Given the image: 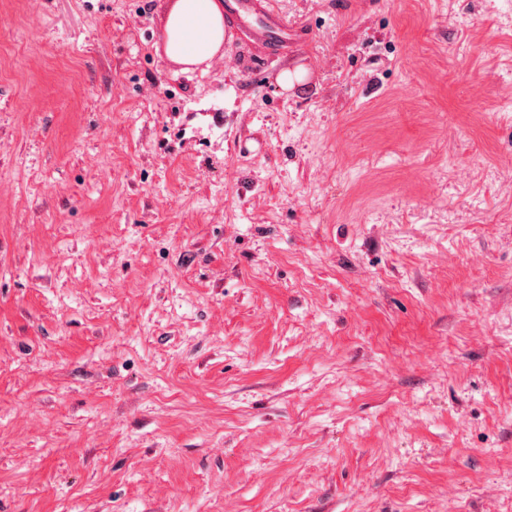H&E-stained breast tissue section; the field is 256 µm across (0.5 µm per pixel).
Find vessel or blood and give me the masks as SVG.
Masks as SVG:
<instances>
[{
  "label": "vessel or blood",
  "mask_w": 512,
  "mask_h": 512,
  "mask_svg": "<svg viewBox=\"0 0 512 512\" xmlns=\"http://www.w3.org/2000/svg\"><path fill=\"white\" fill-rule=\"evenodd\" d=\"M226 22L261 50V59L279 55L295 26L278 9L276 0H224Z\"/></svg>",
  "instance_id": "vessel-or-blood-1"
}]
</instances>
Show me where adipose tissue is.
Segmentation results:
<instances>
[{"mask_svg":"<svg viewBox=\"0 0 512 512\" xmlns=\"http://www.w3.org/2000/svg\"><path fill=\"white\" fill-rule=\"evenodd\" d=\"M223 0H171L162 29L166 57L180 73L196 72L224 46Z\"/></svg>","mask_w":512,"mask_h":512,"instance_id":"obj_1","label":"adipose tissue"}]
</instances>
